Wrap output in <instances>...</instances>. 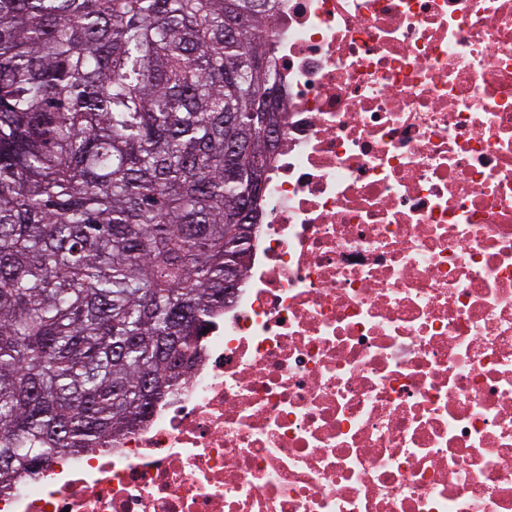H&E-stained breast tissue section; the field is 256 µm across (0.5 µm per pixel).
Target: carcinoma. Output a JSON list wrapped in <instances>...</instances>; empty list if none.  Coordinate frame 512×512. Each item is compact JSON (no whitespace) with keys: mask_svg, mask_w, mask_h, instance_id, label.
I'll return each mask as SVG.
<instances>
[{"mask_svg":"<svg viewBox=\"0 0 512 512\" xmlns=\"http://www.w3.org/2000/svg\"><path fill=\"white\" fill-rule=\"evenodd\" d=\"M275 0H0V493L185 379L250 253Z\"/></svg>","mask_w":512,"mask_h":512,"instance_id":"1","label":"carcinoma"}]
</instances>
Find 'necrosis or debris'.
<instances>
[{
	"instance_id": "1",
	"label": "necrosis or debris",
	"mask_w": 512,
	"mask_h": 512,
	"mask_svg": "<svg viewBox=\"0 0 512 512\" xmlns=\"http://www.w3.org/2000/svg\"><path fill=\"white\" fill-rule=\"evenodd\" d=\"M250 266L188 379L0 512H512V0H277Z\"/></svg>"
}]
</instances>
